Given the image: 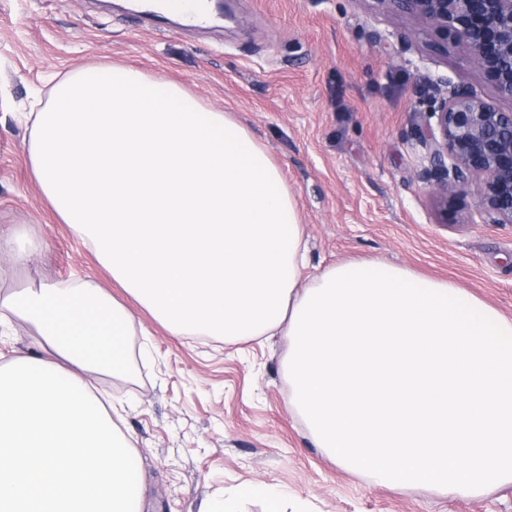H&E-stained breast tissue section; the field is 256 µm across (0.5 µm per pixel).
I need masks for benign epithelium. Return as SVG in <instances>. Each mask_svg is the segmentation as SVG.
<instances>
[{
    "label": "benign epithelium",
    "mask_w": 512,
    "mask_h": 512,
    "mask_svg": "<svg viewBox=\"0 0 512 512\" xmlns=\"http://www.w3.org/2000/svg\"><path fill=\"white\" fill-rule=\"evenodd\" d=\"M440 40L462 43L471 63L512 100V0H385ZM419 142V178L442 205L464 188L478 191L479 211L512 224V112H502L463 85H434Z\"/></svg>",
    "instance_id": "obj_1"
}]
</instances>
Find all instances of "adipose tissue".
I'll return each instance as SVG.
<instances>
[{
    "instance_id": "obj_1",
    "label": "adipose tissue",
    "mask_w": 512,
    "mask_h": 512,
    "mask_svg": "<svg viewBox=\"0 0 512 512\" xmlns=\"http://www.w3.org/2000/svg\"><path fill=\"white\" fill-rule=\"evenodd\" d=\"M18 323L42 353L0 366V512H140L135 450L97 393L129 369V312L90 282H42L0 293V335Z\"/></svg>"
}]
</instances>
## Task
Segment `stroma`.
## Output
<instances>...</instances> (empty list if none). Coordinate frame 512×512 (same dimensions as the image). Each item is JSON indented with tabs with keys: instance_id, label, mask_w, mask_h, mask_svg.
I'll use <instances>...</instances> for the list:
<instances>
[{
	"instance_id": "stroma-1",
	"label": "stroma",
	"mask_w": 512,
	"mask_h": 512,
	"mask_svg": "<svg viewBox=\"0 0 512 512\" xmlns=\"http://www.w3.org/2000/svg\"><path fill=\"white\" fill-rule=\"evenodd\" d=\"M219 26L157 25L110 0H0V229L36 244L28 264L0 254V289L81 278L122 301L138 357L103 395L125 407L143 512L230 502L263 512L242 486L286 496L287 512H512V484L478 495L392 490L336 465L292 410L288 339L176 336L118 288L95 251L63 224L30 166L33 100L51 77L122 65L232 113L263 145L298 202L310 273L383 260L449 279L512 317V224L488 223L476 190L440 211L418 177L432 83L469 86L503 112L465 46L432 44L384 0H231Z\"/></svg>"
}]
</instances>
